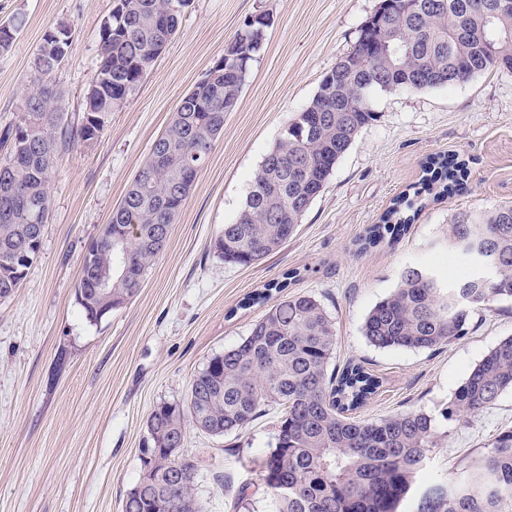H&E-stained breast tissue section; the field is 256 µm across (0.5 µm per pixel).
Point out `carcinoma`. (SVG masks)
Returning <instances> with one entry per match:
<instances>
[{
	"label": "carcinoma",
	"mask_w": 512,
	"mask_h": 512,
	"mask_svg": "<svg viewBox=\"0 0 512 512\" xmlns=\"http://www.w3.org/2000/svg\"><path fill=\"white\" fill-rule=\"evenodd\" d=\"M111 31L100 32L93 84L94 111L124 107L154 60L152 44L166 45L178 29L188 0H113ZM497 0H384L381 23L369 19L358 47L341 57L320 82L310 103L288 121L279 142L255 172L243 210L224 225L214 251L226 263L251 266L279 250L296 232L322 193L337 161L360 130L375 120L370 94L434 89L465 82L490 66L512 69V11L494 12ZM170 15L168 32L153 19ZM265 32L242 25L232 43L242 64L215 65L172 113L164 132L127 188L101 235L118 243L93 242L81 266L76 300L98 320L125 305L142 288L161 253L157 238L171 225L233 111L250 62L263 50ZM62 60L39 47L31 75L34 91L25 110L0 130L8 146L0 160V299L20 287L38 259L50 208L47 186L58 149L77 139H98L105 124L83 120L68 128L61 94L49 77ZM166 153L156 163L154 151ZM469 170L456 155L429 159L413 193L398 196L361 239V248L399 237L428 197L456 194ZM42 202L33 222L23 196ZM448 246L492 264L493 275H473L446 288L411 268L400 284L365 318L362 332L382 349H434L464 335L471 313L496 300L512 299V203L456 216ZM289 270L248 298L270 303L238 345L213 356L193 378L186 401L163 402L151 412L150 445L142 449L141 474L123 512H200L198 465L186 455L168 458L169 436L186 440L187 425L222 437L282 407L275 443L266 455L263 481L267 512H396L423 470L427 452L440 445L438 423L478 413L512 389V336L500 340L473 367L454 398L435 418L410 411L362 422L351 411L365 405L380 380L358 363L328 371L336 328L324 305L307 294L273 300L294 284ZM110 288L101 294L92 280ZM419 512H512V429L500 432L473 466L426 490Z\"/></svg>",
	"instance_id": "1"
}]
</instances>
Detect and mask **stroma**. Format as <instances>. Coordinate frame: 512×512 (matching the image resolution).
Wrapping results in <instances>:
<instances>
[{
    "label": "stroma",
    "instance_id": "1",
    "mask_svg": "<svg viewBox=\"0 0 512 512\" xmlns=\"http://www.w3.org/2000/svg\"><path fill=\"white\" fill-rule=\"evenodd\" d=\"M381 0H190L179 29L97 140L58 152L41 253L14 295L0 299V512H122L140 473L147 419L159 403L185 401L192 378L239 344L263 313L246 298L290 269L291 293L314 296L336 327L333 366L356 360L379 377L355 417L374 421L436 414L483 355L512 336V300L476 309L464 336L434 350L379 349L362 325L370 309L416 267L440 286L471 265L448 248L454 216L512 202V73L490 68L466 82L420 92H375L376 120L338 160L294 236L261 263H225L212 245L232 223L255 170L283 127L348 54ZM113 0H0V24L22 29L0 54V128L33 92L30 75L47 31L71 33L53 74L69 125L85 114L99 63L100 30ZM270 17L265 51L250 66L238 104L171 227L140 293L101 320L75 298L81 261L108 224L153 142L182 99L224 56L244 19ZM469 162L460 194L428 200L397 241L358 251L357 241L398 195L418 183L427 159ZM279 412L270 409L224 437L188 429L198 463L201 512H265L263 460ZM512 428V391L449 425L398 512H418L424 488L459 475L501 429Z\"/></svg>",
    "mask_w": 512,
    "mask_h": 512
}]
</instances>
